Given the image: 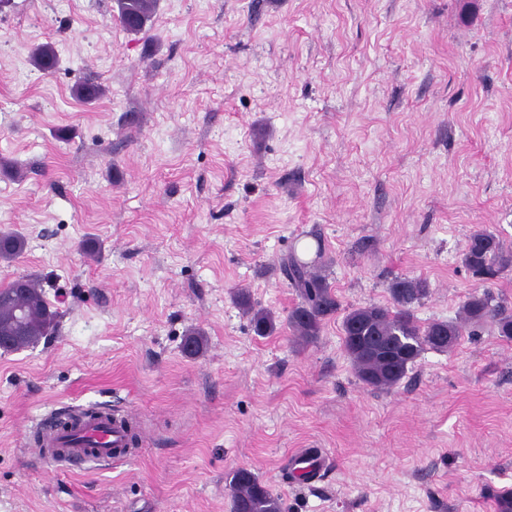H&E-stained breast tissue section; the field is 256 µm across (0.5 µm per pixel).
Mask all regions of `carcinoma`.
Here are the masks:
<instances>
[{
  "label": "carcinoma",
  "mask_w": 512,
  "mask_h": 512,
  "mask_svg": "<svg viewBox=\"0 0 512 512\" xmlns=\"http://www.w3.org/2000/svg\"><path fill=\"white\" fill-rule=\"evenodd\" d=\"M117 7L119 23L126 30L139 33L150 21L155 0H117ZM32 60L44 73L53 72L58 65V57L49 45L34 48ZM26 247L23 235L0 232L1 260L19 257ZM463 262L473 276L492 280L512 262V255L504 250L495 235L478 230L468 237ZM283 273L302 298L300 305L289 314L288 325L295 335L312 341L319 336L323 322L338 312L340 302L326 278L295 257H290ZM389 292L392 305L351 307L341 321L345 352L359 380L369 387H395L423 352H445L455 347L466 325L490 319L499 336L512 340V313L493 303L488 293L470 295L462 306L458 322L434 320L421 324L414 316L413 306L427 297V282L396 278L390 283ZM235 300L251 315L256 335L267 336L276 330L272 314L255 308L247 290H237ZM57 317L43 289L33 279L20 276L0 288V330L13 327L17 321L25 328V334L18 337L14 349L34 346L49 336L56 327ZM230 485L234 490L232 512H282L280 498L252 470L233 471Z\"/></svg>",
  "instance_id": "1"
}]
</instances>
